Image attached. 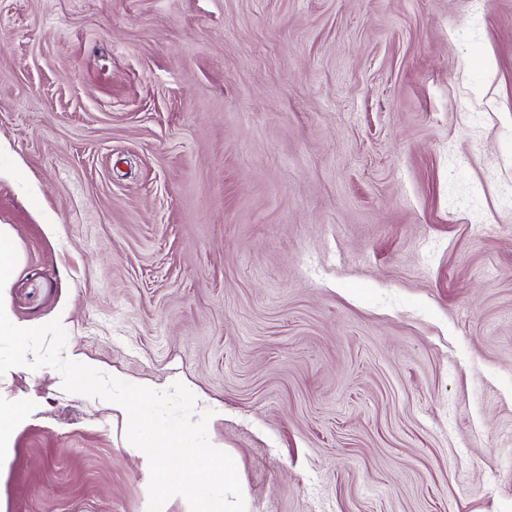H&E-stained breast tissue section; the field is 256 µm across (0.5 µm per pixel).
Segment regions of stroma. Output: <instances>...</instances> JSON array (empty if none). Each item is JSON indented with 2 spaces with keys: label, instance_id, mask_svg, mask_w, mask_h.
Returning a JSON list of instances; mask_svg holds the SVG:
<instances>
[{
  "label": "stroma",
  "instance_id": "stroma-1",
  "mask_svg": "<svg viewBox=\"0 0 512 512\" xmlns=\"http://www.w3.org/2000/svg\"><path fill=\"white\" fill-rule=\"evenodd\" d=\"M0 301L211 411L251 512H512V0H0ZM0 512H147L111 402L0 376Z\"/></svg>",
  "mask_w": 512,
  "mask_h": 512
}]
</instances>
